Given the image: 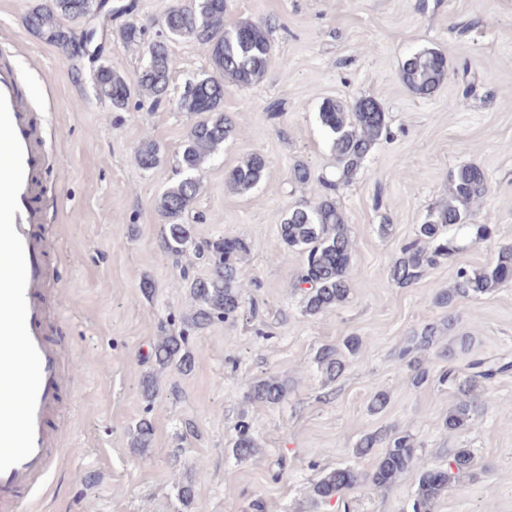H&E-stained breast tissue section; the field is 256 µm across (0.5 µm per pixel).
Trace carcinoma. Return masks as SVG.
<instances>
[{
	"label": "carcinoma",
	"mask_w": 512,
	"mask_h": 512,
	"mask_svg": "<svg viewBox=\"0 0 512 512\" xmlns=\"http://www.w3.org/2000/svg\"><path fill=\"white\" fill-rule=\"evenodd\" d=\"M227 9L228 0H195L191 5L172 7L163 17L166 37L147 44L144 43V29L138 24L126 22L118 32V39L125 45L146 44V61L138 73L136 88L140 97L151 100L154 105L160 104L169 90L170 42L194 40L206 48L212 63V73L188 83L180 101L181 109L199 115L178 152V168L188 176L167 187L155 201L157 211L167 219V223L161 225L166 252L178 256L190 246L209 267V273L204 277L183 275L182 285L189 291L194 309L183 318L182 331L161 337L151 353L160 369L173 366L183 374L190 373L194 366L188 346L190 333L200 332L217 321L236 319L244 311L247 288L240 278V271L241 264L250 254L249 243L243 238L224 236L199 242L194 239L192 225L181 222L200 192L199 172L237 132L234 118L223 111L226 86L250 87L261 82L271 60V35L275 23L270 19L244 20L228 27L224 25ZM108 10V5L101 0H51L47 7L32 9L25 17V24L32 34L67 56L75 49L73 31L67 22ZM401 74L409 89L428 95L447 78L448 62L439 50L425 49L404 61ZM94 81L111 111L121 112L128 107L131 86L110 65L99 64ZM319 119L331 137L337 163L335 178L320 179L327 194L313 206L293 207L279 224L283 244L305 256L306 270L298 285L304 293V313L311 317L345 303L349 297L353 241L335 194L339 186L347 184L360 169L381 138L390 133L386 113L370 97L349 103L327 99L319 109ZM136 160L144 169L155 167L160 162L159 145L152 141L142 144L136 152ZM266 168V157L258 152L251 153L231 170L227 184L234 191L248 192L261 181ZM487 191L486 178L478 167L459 165L451 175L448 202L428 211L424 222L418 225L416 239L405 244L393 260L392 280L400 287L410 286L420 278L425 267L457 250L456 239L445 236L448 228H469L474 243L488 238L490 225L468 223L469 207L482 200ZM424 242L434 244V248L423 247ZM511 279L512 245H506L500 248L495 262L459 270L453 285L435 295L434 304L451 309L459 299L486 294ZM438 333L437 325H425L413 334L411 345L402 352L416 387L426 384L430 373L411 354L433 347ZM359 347V338L351 336L341 349L335 346L320 349L316 356L318 368L328 378H335L343 372L347 356L356 353ZM507 368L506 363L495 368L475 358L469 364L471 374L464 378L451 368L441 372L438 381L456 387L461 395L444 417L443 425L448 431L461 432L470 427L481 384L491 382L496 374ZM287 395L285 384L273 377L258 378L249 383V397L266 405H279ZM152 434L151 421L141 419L136 425L133 447L140 453L147 451ZM379 446L382 451L371 471L361 472L345 466L327 472L312 486L314 500L339 499L344 492L363 482L387 488L398 477L414 470L417 482L410 512H434L438 500L448 492L456 478L475 475V458L468 448L454 449L445 467H418L416 438L407 431H395L384 437L367 434L357 443L354 454L362 457ZM232 448L240 458L256 452L252 425L244 416L234 427Z\"/></svg>",
	"instance_id": "carcinoma-1"
}]
</instances>
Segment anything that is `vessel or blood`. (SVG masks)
I'll use <instances>...</instances> for the list:
<instances>
[{"label": "vessel or blood", "instance_id": "1", "mask_svg": "<svg viewBox=\"0 0 512 512\" xmlns=\"http://www.w3.org/2000/svg\"><path fill=\"white\" fill-rule=\"evenodd\" d=\"M42 119L0 62V512H21L63 454L57 424L72 351L59 334L55 242L43 229Z\"/></svg>", "mask_w": 512, "mask_h": 512}]
</instances>
